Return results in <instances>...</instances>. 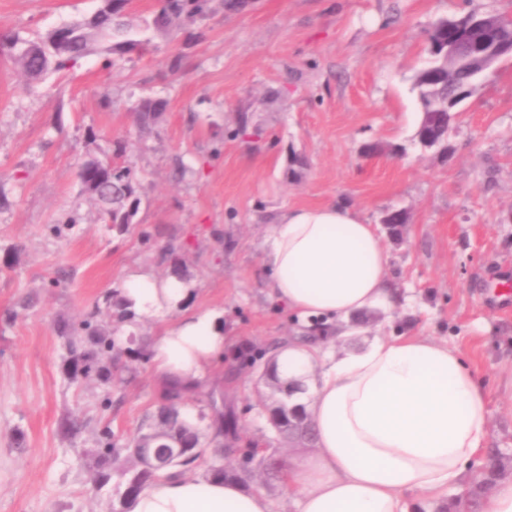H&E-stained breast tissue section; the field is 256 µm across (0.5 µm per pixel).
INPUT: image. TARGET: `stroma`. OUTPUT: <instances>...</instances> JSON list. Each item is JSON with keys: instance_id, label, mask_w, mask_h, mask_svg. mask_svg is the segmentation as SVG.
I'll return each mask as SVG.
<instances>
[{"instance_id": "obj_1", "label": "stroma", "mask_w": 512, "mask_h": 512, "mask_svg": "<svg viewBox=\"0 0 512 512\" xmlns=\"http://www.w3.org/2000/svg\"><path fill=\"white\" fill-rule=\"evenodd\" d=\"M99 6L0 0V31L34 40ZM468 11L512 18V0H250L204 21L201 38L158 32L151 53L121 67L99 51L38 82L0 54V512H112L113 490L91 470L100 433L124 439L156 411L148 345L178 315L139 324L124 344L129 370L108 389L78 377L59 328L109 321L105 295L141 268L180 270L196 288L191 309L224 313L228 347L187 414L208 427L223 399L238 447L301 453L271 427L257 370L236 358L308 331L269 300L260 265L288 206H348L377 225L397 298L352 320L359 341L407 332L458 345L489 391V445L512 476V57L459 104L449 152L414 140L411 77L427 33ZM146 97L165 109L143 130L133 108ZM120 138L141 176L123 231L78 181L82 159L112 158ZM371 142L382 152L365 155ZM180 160L192 168L182 178ZM392 211L407 219L396 236L380 225Z\"/></svg>"}]
</instances>
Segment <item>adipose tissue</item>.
Wrapping results in <instances>:
<instances>
[{
	"label": "adipose tissue",
	"mask_w": 512,
	"mask_h": 512,
	"mask_svg": "<svg viewBox=\"0 0 512 512\" xmlns=\"http://www.w3.org/2000/svg\"><path fill=\"white\" fill-rule=\"evenodd\" d=\"M260 263L269 298L302 319L340 325L391 301L390 256L350 207L285 208ZM194 292L189 280L148 270L116 290L133 316L125 331L178 313L151 347L162 379L202 382L224 354L221 311H183ZM275 363L280 379L310 381L315 447L286 470L298 512H412L419 499L442 512L449 488L487 446L488 391L455 346L404 334L375 337L358 352L292 342ZM131 512H275V504L234 482L179 476L143 491Z\"/></svg>",
	"instance_id": "1"
}]
</instances>
